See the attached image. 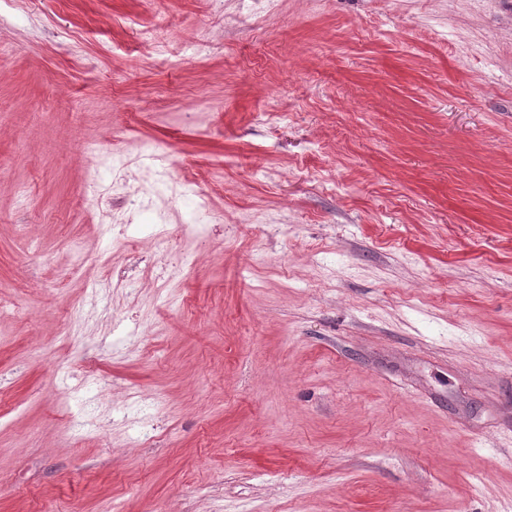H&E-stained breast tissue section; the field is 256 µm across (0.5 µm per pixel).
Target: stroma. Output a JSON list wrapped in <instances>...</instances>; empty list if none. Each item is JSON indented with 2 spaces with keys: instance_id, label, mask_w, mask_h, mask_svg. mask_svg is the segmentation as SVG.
<instances>
[{
  "instance_id": "obj_1",
  "label": "stroma",
  "mask_w": 512,
  "mask_h": 512,
  "mask_svg": "<svg viewBox=\"0 0 512 512\" xmlns=\"http://www.w3.org/2000/svg\"><path fill=\"white\" fill-rule=\"evenodd\" d=\"M0 45V512H512V0H0ZM195 263L193 255L178 252L173 258L167 261L160 269V275L155 278L163 282V286L174 287L183 276L192 268Z\"/></svg>"
}]
</instances>
